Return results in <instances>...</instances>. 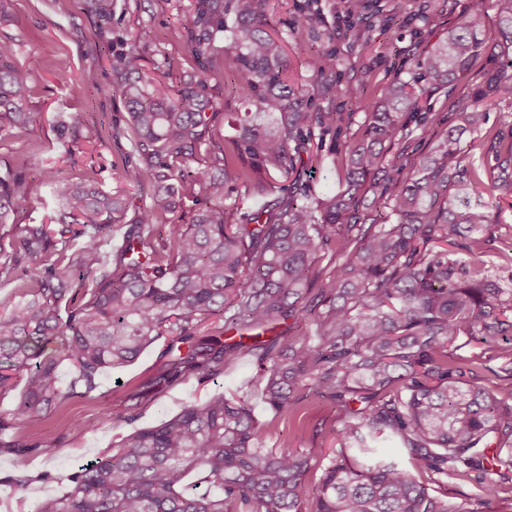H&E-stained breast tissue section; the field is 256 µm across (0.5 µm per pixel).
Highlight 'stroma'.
Wrapping results in <instances>:
<instances>
[{"mask_svg":"<svg viewBox=\"0 0 512 512\" xmlns=\"http://www.w3.org/2000/svg\"><path fill=\"white\" fill-rule=\"evenodd\" d=\"M189 4L190 0H114L112 37L128 42L148 34L145 69L152 77L197 71L185 32ZM470 5L471 0H379L380 12L371 24L354 26L345 11V0H322L321 15L309 40L285 48L290 80L302 88L314 107L341 112L349 133H357L366 113L355 106V99L321 96L316 80L321 52L331 50L336 55L337 87H356V99L373 100L394 72L406 78L422 76L419 63L426 47L445 36ZM9 10L12 19L0 24V41L13 43L16 60L32 72L36 91L29 102L33 123L17 132L7 148L0 149V161L11 160L16 151L26 158L29 194L20 221L38 223L51 204L39 185L46 168H63L69 176L91 168L103 189L120 185L118 166L131 154L132 145L127 139L113 138L111 132L114 127H126L128 114L102 50L103 41L82 0H11ZM425 13L435 16L438 27H425L421 19ZM486 39L488 49L473 63L467 78L456 88L432 96L423 107L427 129L443 131L453 125L457 112L467 103V92L476 88L484 75L504 66L495 25H488ZM88 67L97 71L98 88L91 94L79 83L82 70ZM74 112L82 114L85 125L102 128L105 138L80 154L75 166L67 167L62 162L65 146L52 125L57 115ZM292 178L307 184L316 195L334 193L341 187L333 158L327 154L319 162L298 164ZM166 345V340H159L130 365L103 373L96 389L44 413L38 425L0 431V512H29L34 502L64 491L61 475L109 451L134 429L158 424L186 404L217 393L246 396L256 418L274 421L277 434L292 437L296 450L316 448L327 453L334 448L330 429L336 410L332 404L307 397L296 411L272 418L259 389L257 365L246 353L216 377L204 381L189 377L149 395L132 422L102 423L103 410H122L127 393L156 373ZM12 442L22 444V451L9 450ZM19 475L29 476V483L15 486L13 479Z\"/></svg>","mask_w":512,"mask_h":512,"instance_id":"1","label":"stroma"}]
</instances>
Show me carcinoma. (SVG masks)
<instances>
[{"label":"carcinoma","instance_id":"1","mask_svg":"<svg viewBox=\"0 0 512 512\" xmlns=\"http://www.w3.org/2000/svg\"><path fill=\"white\" fill-rule=\"evenodd\" d=\"M84 4L106 32L113 0ZM321 11V0H300L290 40L309 37ZM496 22L507 55L512 0H496ZM485 27V0H474L420 62L427 83L395 73L367 104L361 134L338 144L341 114L313 109L286 77L269 0H193L188 46L207 76L147 83L145 43L111 53L129 110L128 127L112 137L133 145L137 161L124 160L122 178L141 204L123 188L103 190L91 174L66 178L51 167L41 184L57 198L56 214L19 224L26 172L0 164V289H13L0 302V397L24 381L11 420L39 423L162 338V368L105 420L132 421L149 394L186 376L219 375L243 352L255 358L273 417L307 395L336 408V449L322 463L291 451L289 437L268 447L273 421L259 423L244 397L215 394L126 435L62 476L65 491L29 512H303L316 468L309 512H482L489 497L512 490V289L491 273L512 269V246L501 265L483 259L496 227L483 193H512V141L487 119L496 93L512 92V74L495 75L456 124L430 133V153L411 178H398L411 161L420 102L467 74L486 49ZM217 49L237 59L232 91L253 107L233 124L227 151L213 139L209 111V81L225 85L213 67ZM334 73L326 52L316 78L328 96ZM33 91L13 45L0 42V141L30 125ZM79 124L69 114L53 130L65 140ZM467 131L483 134L484 155L463 150ZM314 145L336 156L343 191L315 198L294 182L276 207L228 222L232 187L288 175ZM390 146L398 151L389 162ZM187 196L197 206L191 222L168 223ZM117 225L122 241L107 252ZM325 251L333 262L317 270ZM290 320L315 331L294 333ZM208 321L217 330L204 336ZM460 335L505 344L496 365L478 354L448 361ZM65 365L73 372L66 387ZM387 440L403 445L411 469L378 453ZM192 471L204 490L184 484ZM457 478L479 489L468 507L439 495Z\"/></svg>","mask_w":512,"mask_h":512}]
</instances>
